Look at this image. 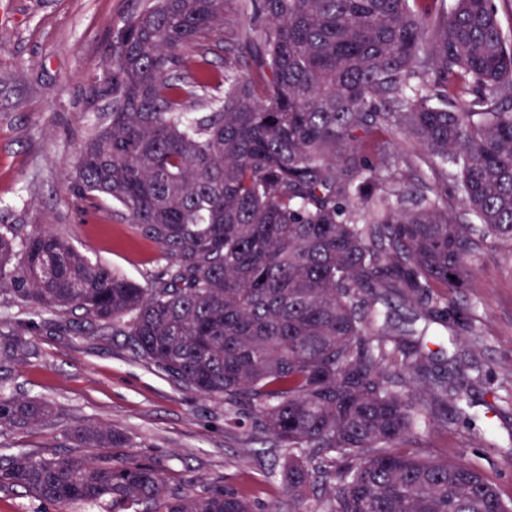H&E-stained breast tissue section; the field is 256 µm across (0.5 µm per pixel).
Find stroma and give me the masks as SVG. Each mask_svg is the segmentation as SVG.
I'll return each mask as SVG.
<instances>
[{"label":"stroma","mask_w":512,"mask_h":512,"mask_svg":"<svg viewBox=\"0 0 512 512\" xmlns=\"http://www.w3.org/2000/svg\"><path fill=\"white\" fill-rule=\"evenodd\" d=\"M0 24V224H46L91 261L137 281L163 265L159 247L142 239L111 203L93 208L67 192L81 142L107 101L95 80L112 50V33L146 0H9ZM468 290L475 332L458 330L425 348L444 360L448 378L481 371L469 395L489 444L469 439L452 421L419 433L422 456L462 461L480 469L512 496V252L483 246L473 258ZM0 327L20 333L22 354L8 366L9 394L50 402L59 418L0 438L11 453H59L84 458L64 436L72 422L108 423L127 432L133 455L163 471L171 488L196 492L212 481L243 492L255 512L287 507L284 455L250 441L247 427L224 423V404L186 389L135 355L124 337L91 328L80 313L28 309L0 295Z\"/></svg>","instance_id":"35a3bbf8"}]
</instances>
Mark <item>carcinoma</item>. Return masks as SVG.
<instances>
[{"label": "carcinoma", "mask_w": 512, "mask_h": 512, "mask_svg": "<svg viewBox=\"0 0 512 512\" xmlns=\"http://www.w3.org/2000/svg\"><path fill=\"white\" fill-rule=\"evenodd\" d=\"M226 0H146L96 77L112 111L80 145L76 199H104L160 248L143 283L44 224L0 225V293L80 311L285 450L293 512H512L477 468L411 449L471 420V379L423 337L476 332L471 257L512 249V34L495 0H246L222 69ZM412 140L429 169L385 150ZM452 181L456 205L435 184ZM418 306L407 326L394 303ZM22 343L0 329V371ZM5 393L0 436L56 420ZM96 458L17 451L0 485L55 512H252L220 482L168 486L121 429L73 423Z\"/></svg>", "instance_id": "carcinoma-1"}]
</instances>
